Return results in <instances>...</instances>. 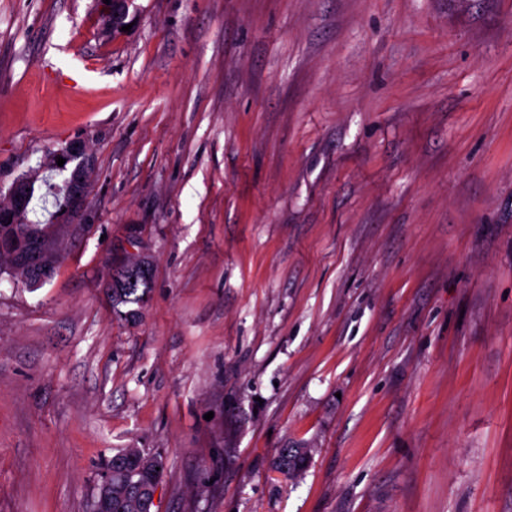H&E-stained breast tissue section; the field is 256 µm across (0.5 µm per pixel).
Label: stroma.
Returning a JSON list of instances; mask_svg holds the SVG:
<instances>
[{
	"label": "stroma",
	"mask_w": 512,
	"mask_h": 512,
	"mask_svg": "<svg viewBox=\"0 0 512 512\" xmlns=\"http://www.w3.org/2000/svg\"><path fill=\"white\" fill-rule=\"evenodd\" d=\"M130 15L0 0V198L92 168L52 278L0 275V512H93L123 448L153 512H512V0ZM131 0H112L111 6L104 12V30L108 35L116 36L123 33L122 26L128 25L133 19L127 21ZM57 157L65 159L63 167H60L62 169L66 168L69 162L79 160L75 166L78 175L67 185L69 204L63 215L59 217L60 222L64 224H77L87 208L91 180V170L86 154V146L81 142H71L63 152L53 155L55 163ZM118 269L121 270L113 275V283L111 279L108 285V287H112L110 294L112 308L121 315L122 312L118 309L120 305H137V309L123 312L126 319H133L138 315L140 305L150 287V268L147 263L142 261H127ZM140 290L141 293H139ZM313 451L314 448L305 444L281 448L275 461V469L288 479H295L308 468Z\"/></svg>",
	"instance_id": "1"
}]
</instances>
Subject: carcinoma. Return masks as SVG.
Wrapping results in <instances>:
<instances>
[{
  "label": "carcinoma",
  "mask_w": 512,
  "mask_h": 512,
  "mask_svg": "<svg viewBox=\"0 0 512 512\" xmlns=\"http://www.w3.org/2000/svg\"><path fill=\"white\" fill-rule=\"evenodd\" d=\"M15 238L4 243L0 249V268L6 267L12 273L20 276L30 285L36 281L30 275L16 268L11 259V251L20 250L26 245V238L36 234L43 237L45 254L44 260L49 264H58L65 250L64 239L56 234L54 225L42 224L23 215V222L15 225ZM150 287V268L142 261H128L120 266V271L113 278L112 300L113 310L121 305H130L132 309L124 312V316L135 318L144 296ZM313 448L299 445L283 448L275 461V469L282 475L295 479L309 466ZM112 468V483L107 489L112 501V512H152L154 503L145 488L160 484L165 475V462L161 455L148 453L142 448H123L108 461Z\"/></svg>",
  "instance_id": "carcinoma-1"
}]
</instances>
